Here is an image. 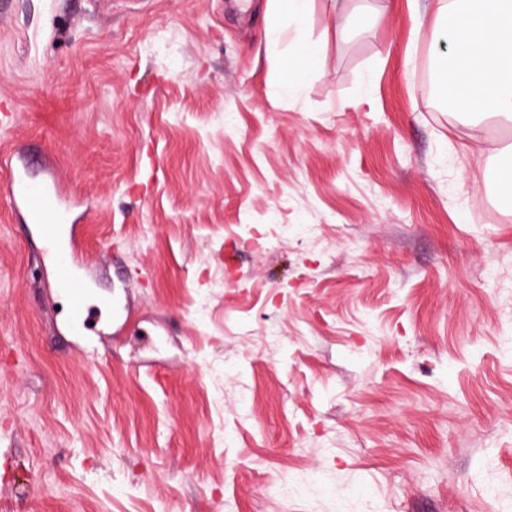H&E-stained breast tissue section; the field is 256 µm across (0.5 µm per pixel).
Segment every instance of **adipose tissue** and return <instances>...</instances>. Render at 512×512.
Returning <instances> with one entry per match:
<instances>
[{"mask_svg":"<svg viewBox=\"0 0 512 512\" xmlns=\"http://www.w3.org/2000/svg\"><path fill=\"white\" fill-rule=\"evenodd\" d=\"M430 19L451 46L439 95L459 115L512 123V0H431Z\"/></svg>","mask_w":512,"mask_h":512,"instance_id":"adipose-tissue-1","label":"adipose tissue"}]
</instances>
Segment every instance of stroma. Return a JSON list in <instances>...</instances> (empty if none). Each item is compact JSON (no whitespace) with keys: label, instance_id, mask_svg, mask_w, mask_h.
I'll use <instances>...</instances> for the list:
<instances>
[{"label":"stroma","instance_id":"obj_1","mask_svg":"<svg viewBox=\"0 0 512 512\" xmlns=\"http://www.w3.org/2000/svg\"><path fill=\"white\" fill-rule=\"evenodd\" d=\"M270 6L0 0V154L93 294L0 193V512H512V124L426 0H313L290 92ZM278 64L283 71L282 85L290 90L303 85L309 74L322 67V60L310 51L303 40L298 39L286 66H282L281 60ZM1 167H7L11 172L5 191L6 199L19 205L27 221L37 226L47 252L55 257L53 266L57 271V284L69 297L75 313L74 319L77 324L81 322L82 328L87 289L83 280L74 273L73 249L61 252L58 246L60 229L65 224V211L57 182L37 181L21 173L8 154L1 155Z\"/></svg>","mask_w":512,"mask_h":512}]
</instances>
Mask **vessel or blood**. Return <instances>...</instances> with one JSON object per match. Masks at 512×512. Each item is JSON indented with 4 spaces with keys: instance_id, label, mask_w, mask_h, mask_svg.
I'll list each match as a JSON object with an SVG mask.
<instances>
[{
    "instance_id": "b4317fda",
    "label": "vessel or blood",
    "mask_w": 512,
    "mask_h": 512,
    "mask_svg": "<svg viewBox=\"0 0 512 512\" xmlns=\"http://www.w3.org/2000/svg\"><path fill=\"white\" fill-rule=\"evenodd\" d=\"M0 165L11 170L5 191L7 200L19 205L27 221L36 225L47 252L54 257L58 286L69 297L75 315H83L87 298L84 282L73 270L72 253L61 251L58 246L65 211L57 182L38 181L14 170L11 158L6 155L0 157Z\"/></svg>"
}]
</instances>
